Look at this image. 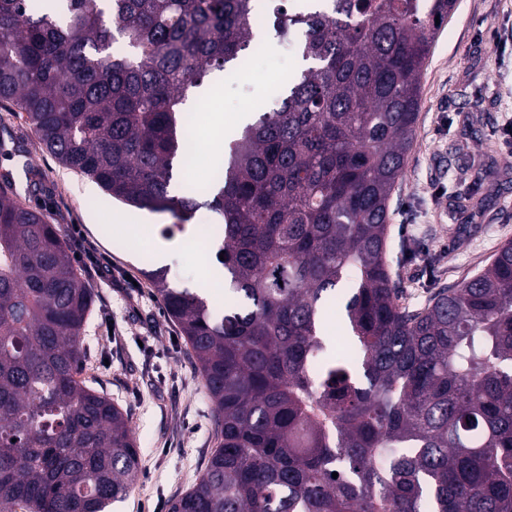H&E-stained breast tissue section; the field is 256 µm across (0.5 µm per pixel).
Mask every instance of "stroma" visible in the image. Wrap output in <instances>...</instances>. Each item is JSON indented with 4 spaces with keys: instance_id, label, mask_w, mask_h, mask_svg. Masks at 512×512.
Segmentation results:
<instances>
[{
    "instance_id": "stroma-1",
    "label": "stroma",
    "mask_w": 512,
    "mask_h": 512,
    "mask_svg": "<svg viewBox=\"0 0 512 512\" xmlns=\"http://www.w3.org/2000/svg\"><path fill=\"white\" fill-rule=\"evenodd\" d=\"M265 48L243 70L212 74L189 107L224 113L225 137L238 131V114L254 117L280 104L286 75L302 68L284 56L272 27L258 32ZM10 131L41 180L19 199L46 209L80 265L83 242L108 254L113 279H91L95 303L86 331L85 379L127 414L140 450L142 473L113 512H169L173 500L198 483L218 445L217 424L195 359L146 279L167 266L172 286L206 295L223 309L219 263L195 258L188 234L166 239L169 215L142 212L151 234L122 233L115 219L127 207L96 183L42 151L23 118L0 106V130ZM476 185L481 210H458L453 186ZM388 263L401 301L425 306L432 292L453 288L483 268L501 243L512 240V0H457L439 27L421 78V108L405 174L391 201ZM440 258L429 264L430 255Z\"/></svg>"
}]
</instances>
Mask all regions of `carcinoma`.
Segmentation results:
<instances>
[{"mask_svg": "<svg viewBox=\"0 0 512 512\" xmlns=\"http://www.w3.org/2000/svg\"><path fill=\"white\" fill-rule=\"evenodd\" d=\"M259 2L0 0V102L45 150L171 229L199 209L220 224L224 313L147 274L220 437L170 512H512V241L421 308L387 263L435 18L454 0H275L305 67L227 142L210 189L181 191L187 98L242 65ZM338 290L345 354L326 336ZM93 305L44 210L0 187V512H108L139 480L127 415L82 378Z\"/></svg>", "mask_w": 512, "mask_h": 512, "instance_id": "1", "label": "carcinoma"}]
</instances>
